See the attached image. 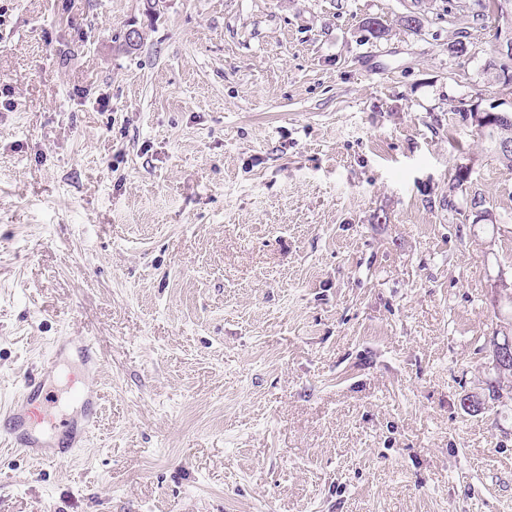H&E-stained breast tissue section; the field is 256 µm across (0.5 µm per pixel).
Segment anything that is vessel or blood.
<instances>
[{"label":"vessel or blood","mask_w":512,"mask_h":512,"mask_svg":"<svg viewBox=\"0 0 512 512\" xmlns=\"http://www.w3.org/2000/svg\"><path fill=\"white\" fill-rule=\"evenodd\" d=\"M45 370L25 376L16 400L0 413V433L17 452L49 461L57 460L54 440L57 425L50 412L51 395Z\"/></svg>","instance_id":"vessel-or-blood-1"}]
</instances>
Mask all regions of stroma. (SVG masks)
I'll list each match as a JSON object with an SVG mask.
<instances>
[{
  "label": "stroma",
  "mask_w": 512,
  "mask_h": 512,
  "mask_svg": "<svg viewBox=\"0 0 512 512\" xmlns=\"http://www.w3.org/2000/svg\"><path fill=\"white\" fill-rule=\"evenodd\" d=\"M458 2L0 0V408L56 342L101 365L0 512H512V173L465 115L512 82ZM93 346V338L91 336H86L80 341V353L82 358V363L85 366V373L80 378V380L74 382L72 386L74 387V395L76 401H81L82 405L86 403L92 393V390L88 387L86 383L85 374L89 373L92 370L91 365L96 362L92 361L91 358V349ZM80 383V384H77Z\"/></svg>",
  "instance_id": "1"
}]
</instances>
